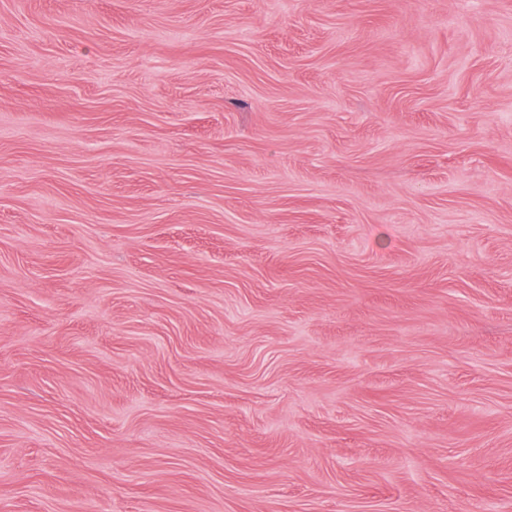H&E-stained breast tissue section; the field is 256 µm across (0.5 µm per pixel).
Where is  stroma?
<instances>
[{"label": "stroma", "mask_w": 512, "mask_h": 512, "mask_svg": "<svg viewBox=\"0 0 512 512\" xmlns=\"http://www.w3.org/2000/svg\"><path fill=\"white\" fill-rule=\"evenodd\" d=\"M0 512H512V0H0Z\"/></svg>", "instance_id": "35a3bbf8"}]
</instances>
